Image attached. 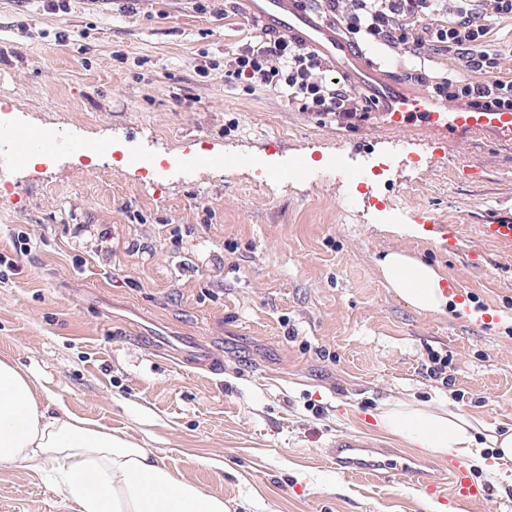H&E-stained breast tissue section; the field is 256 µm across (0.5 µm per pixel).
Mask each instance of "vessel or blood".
<instances>
[{
	"mask_svg": "<svg viewBox=\"0 0 512 512\" xmlns=\"http://www.w3.org/2000/svg\"><path fill=\"white\" fill-rule=\"evenodd\" d=\"M252 18L263 29L274 34L296 37L306 44L318 48L333 64L355 66L366 70L363 52L356 46L337 37L328 23L313 19L303 9L299 0H247ZM380 95L386 103V112L395 126L419 125L435 140L447 139L452 133L478 134L492 132L498 137L512 140V111L435 108L429 94L403 93L392 85H385ZM60 140L51 139L39 131L21 134L14 142V150L28 154L36 150L53 151L61 148ZM165 346L174 358L197 368L219 372L224 368V359L211 344L192 336H176L166 340ZM332 465L337 472L369 474L373 476H399L425 488L428 494L439 491L420 464L385 457L383 449L363 439L338 437L330 450ZM446 471L448 482L458 497L480 499L486 489L472 482L466 464L460 460L449 461Z\"/></svg>",
	"mask_w": 512,
	"mask_h": 512,
	"instance_id": "obj_1",
	"label": "vessel or blood"
}]
</instances>
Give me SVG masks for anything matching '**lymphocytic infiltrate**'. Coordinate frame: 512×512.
I'll list each match as a JSON object with an SVG mask.
<instances>
[{
    "mask_svg": "<svg viewBox=\"0 0 512 512\" xmlns=\"http://www.w3.org/2000/svg\"><path fill=\"white\" fill-rule=\"evenodd\" d=\"M333 16L355 44L419 50L440 44L456 63L453 76L428 84L431 97L469 108L512 110V76L502 73L503 54L491 33L512 19V0H307ZM234 85L280 89L300 111L333 116L346 126L380 109L374 95H353L315 49L299 40L262 36L242 47L224 67Z\"/></svg>",
    "mask_w": 512,
    "mask_h": 512,
    "instance_id": "obj_1",
    "label": "lymphocytic infiltrate"
}]
</instances>
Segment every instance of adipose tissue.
I'll return each instance as SVG.
<instances>
[{"mask_svg":"<svg viewBox=\"0 0 512 512\" xmlns=\"http://www.w3.org/2000/svg\"><path fill=\"white\" fill-rule=\"evenodd\" d=\"M390 288L412 308L442 312L445 276L404 252L380 262ZM50 396L31 374L0 359V469L18 465L46 471L54 491L77 512H229L221 496L174 472L134 438L70 413L51 412ZM379 428L413 448L455 455L494 470L493 449L512 459V430L475 439L477 424L445 405L388 401L376 416Z\"/></svg>","mask_w":512,"mask_h":512,"instance_id":"adipose-tissue-1","label":"adipose tissue"}]
</instances>
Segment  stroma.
Here are the masks:
<instances>
[{"instance_id": "1", "label": "stroma", "mask_w": 512, "mask_h": 512, "mask_svg": "<svg viewBox=\"0 0 512 512\" xmlns=\"http://www.w3.org/2000/svg\"><path fill=\"white\" fill-rule=\"evenodd\" d=\"M257 33L232 0H0L7 124L85 146L18 166L0 142V253L19 266L0 278V358L231 508L512 512V460L472 468L487 498L452 503L336 472L328 455L336 437L363 436L436 462L377 427L391 398L512 428V239L488 231L512 222V142H432L380 111L349 129L279 91L226 85ZM366 56L408 92L455 66L444 50ZM101 140L111 152L88 156ZM202 150L262 163L189 166ZM393 251L445 273V313L388 287L379 262ZM174 334L212 340L223 374L154 351ZM433 353L446 379L430 376ZM0 512L76 510L19 466L0 470Z\"/></svg>"}]
</instances>
